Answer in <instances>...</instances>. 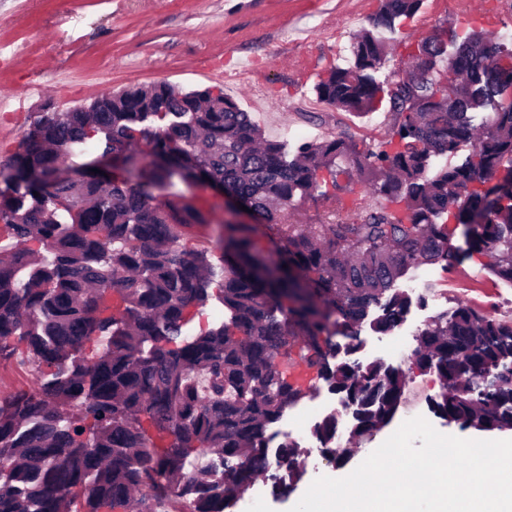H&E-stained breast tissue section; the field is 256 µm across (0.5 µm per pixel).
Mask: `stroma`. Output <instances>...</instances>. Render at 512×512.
<instances>
[{
	"label": "stroma",
	"instance_id": "obj_1",
	"mask_svg": "<svg viewBox=\"0 0 512 512\" xmlns=\"http://www.w3.org/2000/svg\"><path fill=\"white\" fill-rule=\"evenodd\" d=\"M379 0H0V106L24 100L20 120L0 117V167L9 164L28 122L45 105L65 111L105 93L167 82L183 90H222L237 101L271 140L320 141L333 136L374 148L393 126L387 105L353 114L328 106L315 85L344 65L353 38L370 28ZM459 30L475 26L464 0H423L420 9L388 32L389 54L376 77L398 80L402 63L417 42L440 23ZM489 256L472 254L451 265L426 264L419 271L429 289L445 292L431 302L412 295L401 325L383 334L363 324L354 358L360 364L382 359L397 341L407 343L401 367L406 374V407L424 411L440 433L477 438L428 412L436 394L435 371L415 364L418 333L431 317L457 303L512 321V283L491 269ZM316 408V420L335 415L338 432H348L351 411L315 379L297 410ZM383 428L363 440L352 459L336 467L314 456L315 434L295 436L305 474L288 495L273 490L268 473L237 495L228 512H289L314 479L352 472L390 435Z\"/></svg>",
	"mask_w": 512,
	"mask_h": 512
}]
</instances>
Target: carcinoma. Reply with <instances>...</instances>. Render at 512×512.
I'll return each instance as SVG.
<instances>
[{"label": "carcinoma", "mask_w": 512, "mask_h": 512, "mask_svg": "<svg viewBox=\"0 0 512 512\" xmlns=\"http://www.w3.org/2000/svg\"><path fill=\"white\" fill-rule=\"evenodd\" d=\"M421 3L380 0L348 66L315 86L347 112L387 102L395 149L336 137L290 148L223 92L166 82L28 125L0 172V236L20 245L0 253V362L18 337L42 384L0 397V512H224L270 466L268 430L308 394L288 379L282 347L353 408L352 454L393 421L406 375L381 361L336 362L331 329L356 338L373 307L378 332L397 327L411 299L395 284L422 264L482 253L512 283V44L444 22L384 85L375 77L383 31ZM467 142L461 162L435 165ZM110 158L127 179L92 172ZM64 168L77 178H59ZM323 171L334 190H345L338 177L355 176L403 212L291 222L288 208L317 191ZM212 185L255 223L224 221L215 243L190 246L183 227L209 223L208 211L172 198ZM449 215L473 225L463 253L437 223ZM29 241L46 254L33 258ZM214 285L227 319L185 336L188 310ZM91 340L100 353L89 361L81 353ZM415 358L441 381L431 412L464 430L512 427L511 321L459 302L421 330ZM336 429L329 415L314 434L343 465ZM275 464L288 475L275 489L286 494L303 474L296 445L280 443Z\"/></svg>", "instance_id": "1"}]
</instances>
